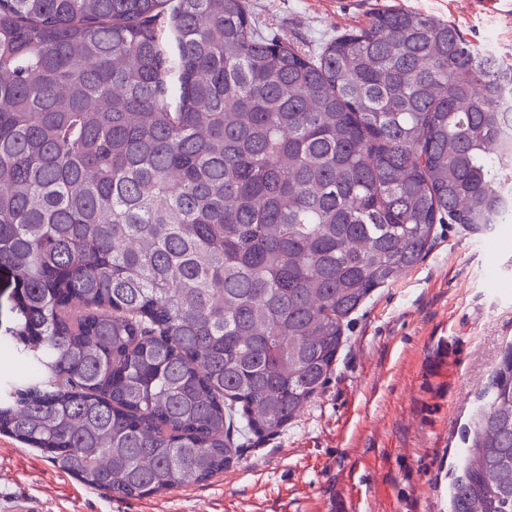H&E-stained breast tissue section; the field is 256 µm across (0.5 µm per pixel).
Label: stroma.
Returning a JSON list of instances; mask_svg holds the SVG:
<instances>
[{"instance_id":"obj_1","label":"stroma","mask_w":512,"mask_h":512,"mask_svg":"<svg viewBox=\"0 0 512 512\" xmlns=\"http://www.w3.org/2000/svg\"><path fill=\"white\" fill-rule=\"evenodd\" d=\"M254 23L318 49L389 6L455 25L479 52L512 63V23L470 0H250ZM512 344V224L475 235L436 227L417 266L352 315L323 388L275 436L224 473L157 497L91 488L42 452L0 434V512H453L464 431Z\"/></svg>"}]
</instances>
